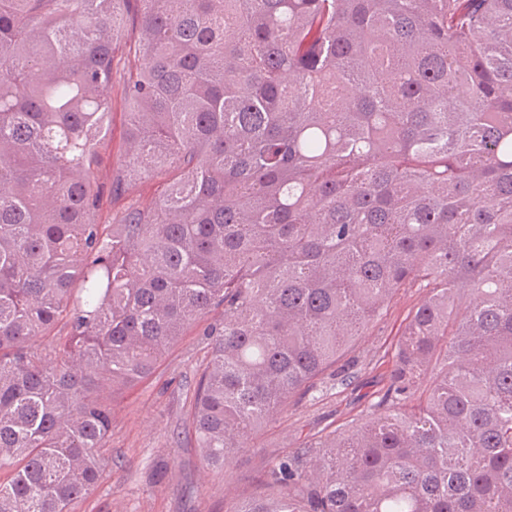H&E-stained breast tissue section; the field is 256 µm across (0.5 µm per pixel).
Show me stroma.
I'll use <instances>...</instances> for the list:
<instances>
[{
	"instance_id": "35a3bbf8",
	"label": "stroma",
	"mask_w": 512,
	"mask_h": 512,
	"mask_svg": "<svg viewBox=\"0 0 512 512\" xmlns=\"http://www.w3.org/2000/svg\"><path fill=\"white\" fill-rule=\"evenodd\" d=\"M115 70L110 146L99 168L120 161L127 115ZM420 288H404L386 314L356 337L338 364L337 379L326 380L259 430L246 451L224 473L204 476L196 448L186 436L190 397L205 346L189 333L172 346L147 379L111 400V460L100 486L79 501L75 512H228L233 501L255 490L268 464L331 432L348 434L375 412L390 384L395 345L409 314L423 301Z\"/></svg>"
}]
</instances>
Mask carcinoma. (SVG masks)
Returning <instances> with one entry per match:
<instances>
[{
  "label": "carcinoma",
  "instance_id": "1",
  "mask_svg": "<svg viewBox=\"0 0 512 512\" xmlns=\"http://www.w3.org/2000/svg\"><path fill=\"white\" fill-rule=\"evenodd\" d=\"M132 25L112 195L163 190L107 223ZM413 287L379 412L229 512H512V0H0V512L94 491L106 394L193 328L224 472ZM124 80L122 64L114 71L113 89H112V110L110 115V146L108 151L103 155L99 169L108 171L116 166L123 155L127 114L126 105L122 99L121 88Z\"/></svg>",
  "mask_w": 512,
  "mask_h": 512
}]
</instances>
